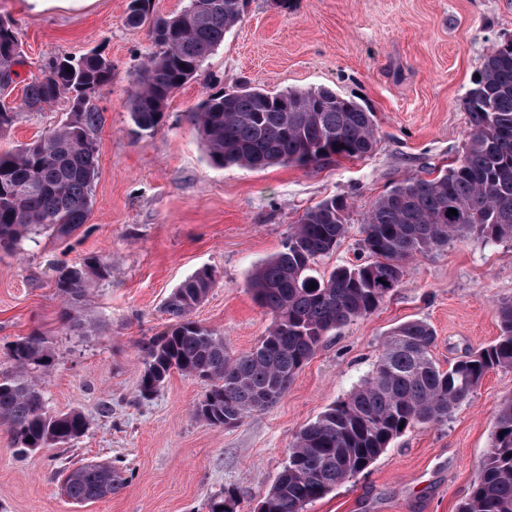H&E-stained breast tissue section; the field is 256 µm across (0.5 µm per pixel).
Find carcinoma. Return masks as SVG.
<instances>
[{
	"label": "carcinoma",
	"mask_w": 512,
	"mask_h": 512,
	"mask_svg": "<svg viewBox=\"0 0 512 512\" xmlns=\"http://www.w3.org/2000/svg\"><path fill=\"white\" fill-rule=\"evenodd\" d=\"M248 0H185L160 16L154 0H128L125 21L147 28L155 51L131 91V119L145 134L163 121L173 93L197 78L206 60L242 19ZM20 57L11 26L0 22V88L9 87ZM112 77L100 51L58 56L30 83L23 105L39 110L68 94L86 104L77 118L13 152L0 155V249H16L38 236L72 237L90 216L98 175L99 113L89 102ZM469 132L456 165L432 179L409 176L376 199L362 219L370 260L312 275V264L336 249L351 204L344 196L306 209L283 250L249 280L254 300L272 324L250 353L230 357L224 337L192 318L214 274L201 268L164 302L169 325L142 346L139 394L153 395L173 371L209 382L205 408L193 415L222 428L226 420L274 404L288 383L336 328L373 313L399 287L405 265L448 247L453 239H512V50L496 45L464 101ZM212 166L264 170L308 166L371 154L378 140L375 115L358 102L321 87L269 92L242 83L210 94L189 113ZM457 215L449 214V209ZM112 274L102 258L59 268L55 281L67 329L85 327L80 308L89 282ZM499 335L448 369L432 357L435 330L422 320L387 334L370 376L330 405L296 436L260 512H305L309 503L367 471L404 428L435 425L464 402L491 370L512 369V301L494 309ZM10 369L0 374V427L15 453L68 445L88 429L85 415L47 409L35 370L49 365L47 341L37 332L9 344ZM32 441H27V438ZM122 477L112 464L88 462L63 479L65 496L85 504L112 495ZM459 512H512V400L498 408L482 472Z\"/></svg>",
	"instance_id": "obj_1"
}]
</instances>
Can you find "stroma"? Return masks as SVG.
Listing matches in <instances>:
<instances>
[{
    "instance_id": "1",
    "label": "stroma",
    "mask_w": 512,
    "mask_h": 512,
    "mask_svg": "<svg viewBox=\"0 0 512 512\" xmlns=\"http://www.w3.org/2000/svg\"><path fill=\"white\" fill-rule=\"evenodd\" d=\"M128 0H60L34 11L0 0L20 65L0 100L18 110L0 131V153L63 123L68 96L23 108L26 86L55 56L103 51L112 80L92 100L99 173L86 224L67 240L0 249V369L10 342L38 332L53 349L41 384L53 412L80 410L89 427L73 446L18 456L0 433V512H208L210 497L236 489L237 512H254L285 466L297 433L372 370L384 337L400 323L428 322L441 368L491 343L493 310L512 300V240L471 237L417 258L371 315L326 336L270 407L217 428L193 416L206 381L171 373L150 398L138 393L143 342L166 330L163 304L197 269L215 274L193 317L238 356L254 350L272 316L253 299L254 269L279 252L303 212L348 198L347 230L313 266L318 277L367 261L362 218L409 175L450 166L469 131L464 98L492 47L512 37V0H248L241 22L200 77L172 96L162 125L139 133L129 94L153 50L146 29L125 22ZM278 92L326 87L374 112L373 154L313 167L216 169L189 114L209 93L240 82ZM96 255L112 266L90 283L84 308L94 326L66 330L57 269ZM512 398V370L490 371L446 423L408 429L376 462L305 512H458L491 445L499 404ZM109 461L125 482L77 508L62 495V471Z\"/></svg>"
}]
</instances>
